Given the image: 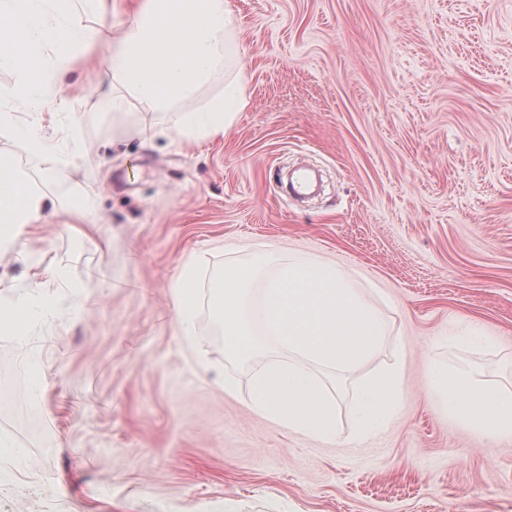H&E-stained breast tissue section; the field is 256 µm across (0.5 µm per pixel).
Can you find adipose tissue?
Listing matches in <instances>:
<instances>
[{
  "mask_svg": "<svg viewBox=\"0 0 512 512\" xmlns=\"http://www.w3.org/2000/svg\"><path fill=\"white\" fill-rule=\"evenodd\" d=\"M107 11L103 0H0V70L18 79L0 85V105L17 104L32 112L49 103L68 57L101 60L122 93L103 95L105 107L125 111L129 101L142 109L171 113L175 140L194 141L226 132L246 105L244 79L234 74V39L230 0H139L123 38L100 40L97 28ZM61 46L47 78L36 79L23 48L40 51ZM224 90L196 111L180 109L217 72ZM8 156L0 168L10 179L0 181V211L9 224H43L61 210L59 201L22 175L12 172ZM430 404L442 407L470 431L491 441L512 439V392L482 384L468 373L430 364ZM403 361L395 359L366 379L353 401L354 432L368 436L386 429L402 406Z\"/></svg>",
  "mask_w": 512,
  "mask_h": 512,
  "instance_id": "obj_1",
  "label": "adipose tissue"
}]
</instances>
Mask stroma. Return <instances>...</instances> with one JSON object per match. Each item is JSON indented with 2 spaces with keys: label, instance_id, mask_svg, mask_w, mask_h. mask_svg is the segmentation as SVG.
<instances>
[{
  "label": "stroma",
  "instance_id": "stroma-1",
  "mask_svg": "<svg viewBox=\"0 0 512 512\" xmlns=\"http://www.w3.org/2000/svg\"><path fill=\"white\" fill-rule=\"evenodd\" d=\"M231 2L246 105L223 135L178 142L167 113L106 110L96 59L71 65L64 107L0 106L97 161L49 177L0 136L19 172L94 217L24 225L0 249L20 322L31 283L63 301L0 333V512H512V440L426 397L430 359L512 389V0ZM132 123L149 139L113 150ZM301 161L324 174L304 203L278 183ZM265 249L335 264L383 320L369 358L321 371L332 440L252 410L253 373L289 353L269 337L235 367L211 317L215 270ZM186 264L183 336L170 283ZM398 356V418L354 435L357 386Z\"/></svg>",
  "mask_w": 512,
  "mask_h": 512
}]
</instances>
